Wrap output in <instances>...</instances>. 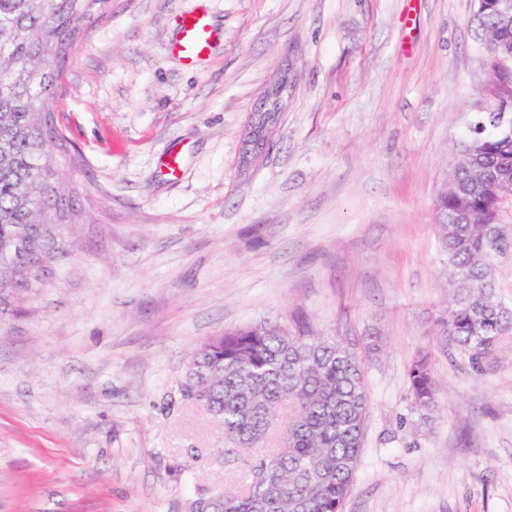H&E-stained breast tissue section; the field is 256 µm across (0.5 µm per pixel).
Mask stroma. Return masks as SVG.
Masks as SVG:
<instances>
[{"instance_id": "obj_1", "label": "stroma", "mask_w": 512, "mask_h": 512, "mask_svg": "<svg viewBox=\"0 0 512 512\" xmlns=\"http://www.w3.org/2000/svg\"><path fill=\"white\" fill-rule=\"evenodd\" d=\"M222 37L186 65L174 18ZM476 0H111L53 107L79 218L25 313L0 318V512H189L254 458L177 392L206 338L260 325L365 339L346 512H512V351L475 370L439 320L435 200L476 113ZM292 87L251 166L263 92ZM182 148L178 181L161 172ZM428 353L434 409L406 371Z\"/></svg>"}]
</instances>
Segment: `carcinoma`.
Here are the masks:
<instances>
[{
  "instance_id": "obj_1",
  "label": "carcinoma",
  "mask_w": 512,
  "mask_h": 512,
  "mask_svg": "<svg viewBox=\"0 0 512 512\" xmlns=\"http://www.w3.org/2000/svg\"><path fill=\"white\" fill-rule=\"evenodd\" d=\"M110 0H0V252L19 240L28 255L0 267V315H18L39 294L48 264L66 248L71 207L55 151L64 137L49 102L84 22ZM483 11L485 52L512 48V25ZM493 93L512 108V71L494 77ZM497 113L479 112L458 144L481 145L491 176L512 167V140L495 134ZM452 189L436 200L437 237L451 288L442 320L448 340L477 369L512 349V307L496 295L494 260L512 252L496 193L475 170L452 167ZM407 384L415 406H435L427 355L411 361ZM224 428L230 450L255 454L246 488L226 491L217 512H344L363 447L369 393L357 345L309 326L292 332L255 326L204 341L178 383ZM278 446L263 452L273 431Z\"/></svg>"
}]
</instances>
